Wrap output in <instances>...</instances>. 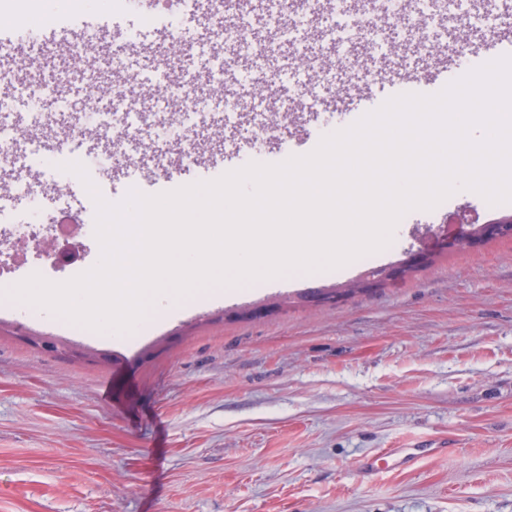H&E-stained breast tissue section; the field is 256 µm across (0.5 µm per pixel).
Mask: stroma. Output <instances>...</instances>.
<instances>
[{
  "mask_svg": "<svg viewBox=\"0 0 512 512\" xmlns=\"http://www.w3.org/2000/svg\"><path fill=\"white\" fill-rule=\"evenodd\" d=\"M387 6L343 0L342 15H320L314 30L274 28L272 16L290 12L269 0H252L224 26L174 6L167 27H90L110 49L88 56L80 39L62 56V28H42L38 67L0 95V113L13 116L0 139L24 128L44 155L90 159L92 182L116 202L133 188L157 195L218 179L259 149L270 164L312 152V132L345 129L359 112L353 89L368 71L432 82L409 39L414 17L395 20ZM364 9L379 14L378 30L358 32ZM417 11L429 40L447 48L449 71L463 76L458 31L479 43L489 28L477 19L460 27L463 0H443L441 23L431 0ZM229 25L255 33L259 60L239 55ZM363 45L368 70L339 66ZM88 62L103 93L94 132L81 137L71 126ZM135 73L134 100L114 98ZM259 76L276 91L254 94ZM176 126L186 138L172 139ZM21 168L49 188L43 223L62 211L94 223L81 180L61 181L28 152L0 160V179ZM506 211L512 203L458 190L407 212L372 263L397 262L447 222L484 224ZM74 252L60 265L31 252L0 276V512H512V238L438 254L337 308L298 296L358 278L357 262L236 285L218 304L171 298L126 333L8 296L35 273L63 283L88 271L100 245L81 237ZM27 333L63 348L43 351ZM418 438L448 440L451 451L370 479L358 473L364 455Z\"/></svg>",
  "mask_w": 512,
  "mask_h": 512,
  "instance_id": "35a3bbf8",
  "label": "stroma"
}]
</instances>
